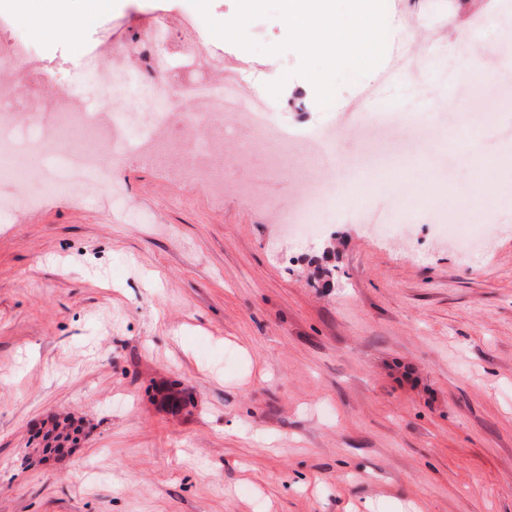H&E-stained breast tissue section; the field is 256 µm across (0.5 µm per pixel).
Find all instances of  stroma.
Here are the masks:
<instances>
[{
  "label": "stroma",
  "instance_id": "1",
  "mask_svg": "<svg viewBox=\"0 0 512 512\" xmlns=\"http://www.w3.org/2000/svg\"><path fill=\"white\" fill-rule=\"evenodd\" d=\"M193 19L223 69L265 94L294 135L318 133L368 81L345 74L338 102L304 92L300 53L279 13L254 19V49L214 36L237 0H102L77 42L40 36L43 53L19 86L52 99L85 90L103 32L144 73L146 19ZM410 36L443 112H421L410 83L387 87L405 110L350 114L326 155L289 145L284 175L266 179L268 210L236 193L254 179L234 161L249 127L212 156L224 192L175 181L130 150L117 171L124 209L83 186L0 221V512H512V190L494 178L481 213L460 197L474 162L453 133L473 122L475 147L498 158L496 84L459 85L470 47L486 71L512 48V0L462 15L458 0H385ZM278 53H271V46ZM375 127L421 146L388 163L357 134ZM328 163L336 215L299 235L280 210ZM395 200L373 232L366 211ZM332 267L333 279L319 270ZM183 390L164 407L160 393ZM67 415L83 431L72 450L30 461L42 423Z\"/></svg>",
  "mask_w": 512,
  "mask_h": 512
}]
</instances>
